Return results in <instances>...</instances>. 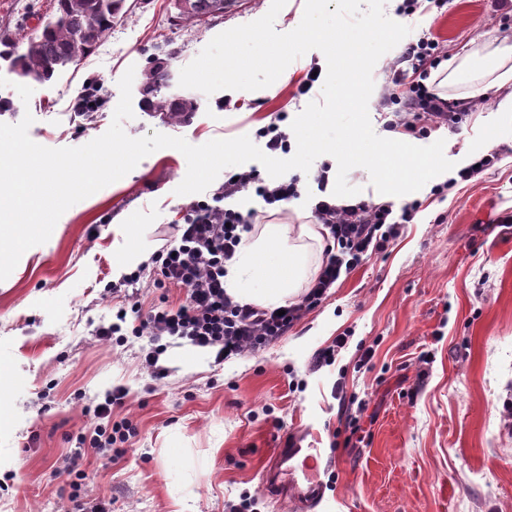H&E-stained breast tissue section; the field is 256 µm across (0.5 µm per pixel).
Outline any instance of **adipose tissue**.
Instances as JSON below:
<instances>
[{
  "label": "adipose tissue",
  "mask_w": 512,
  "mask_h": 512,
  "mask_svg": "<svg viewBox=\"0 0 512 512\" xmlns=\"http://www.w3.org/2000/svg\"><path fill=\"white\" fill-rule=\"evenodd\" d=\"M294 235L314 239L318 233L309 224L268 223L256 237L244 240L227 267L224 277L227 293L236 301L263 307L287 304L296 291L295 284L304 267L302 253L289 243ZM252 270L265 274L267 287L256 290L243 286L244 275Z\"/></svg>",
  "instance_id": "obj_1"
}]
</instances>
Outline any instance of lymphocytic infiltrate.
I'll use <instances>...</instances> for the list:
<instances>
[{
	"label": "lymphocytic infiltrate",
	"instance_id": "obj_1",
	"mask_svg": "<svg viewBox=\"0 0 512 512\" xmlns=\"http://www.w3.org/2000/svg\"><path fill=\"white\" fill-rule=\"evenodd\" d=\"M437 49L434 40L426 37L405 46L400 59L410 63L411 68L394 70L388 100L409 104L410 109L394 112L387 123L388 130L415 138L426 137L437 127L463 121V113L451 111L447 101L425 84L430 68L439 61ZM298 184L295 177L268 184L252 168L237 173L236 177L225 178L205 199L191 202L182 223L173 227L174 247L156 251L150 263L140 264L122 279L123 285L130 286L150 271L156 274L157 285L186 288L185 300L175 308L160 305L145 312L136 295H125L116 322L98 326L97 336L107 339L120 333L122 320L132 312L139 316L133 335L147 338L152 344L165 336L186 339L194 346L214 350L219 364L257 353L276 344L308 312L326 300L342 276L350 274L372 255L386 251L402 226L411 223L420 208L415 200L398 210L389 204L364 200L342 204L317 201L313 216L331 247L325 252L319 274L303 295L281 310L235 301L224 289L226 266L234 258L243 232L255 223L258 213L231 208L228 199L251 189L265 205L276 207L299 197ZM125 397L124 389L119 387L106 393L103 403L94 408L95 423L78 437L77 446L63 467L64 473L75 476V490L84 489L90 480L82 467L86 452L99 454L120 449L134 435L128 420L118 416Z\"/></svg>",
	"mask_w": 512,
	"mask_h": 512
}]
</instances>
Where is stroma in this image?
Segmentation results:
<instances>
[{
	"label": "stroma",
	"mask_w": 512,
	"mask_h": 512,
	"mask_svg": "<svg viewBox=\"0 0 512 512\" xmlns=\"http://www.w3.org/2000/svg\"><path fill=\"white\" fill-rule=\"evenodd\" d=\"M127 13L95 51L52 81L33 84L29 102L0 87V123L34 118L30 138L78 147L110 127L118 80L134 69L133 138L160 132L201 145L254 137L273 113L281 125L321 97L324 54L294 60L290 77L257 90L212 95L170 82L169 97L194 100L174 123L147 111L141 95L154 62L179 74L222 31L265 15L271 0H236L202 23L177 22L170 0H127ZM55 0H0V44L21 43L54 12ZM410 39L431 37L443 62L426 84L455 97L481 89L472 115L444 140L455 163L499 150L490 169L438 196L414 192L421 208L388 250L353 272L288 336L262 353L216 364L212 352L165 338L162 380L143 369L147 339H98L121 304L114 286L165 246L190 196L175 195L187 172L182 153L155 151L120 180L70 207L49 240L27 250L0 281V512H71L72 490L57 471L113 386L128 395L123 417L136 435L120 457L86 455L89 493L114 512H303L264 489L280 449H318L323 461L300 476L320 482L314 512H512V115L496 110L503 89L485 69L512 38V0H427L402 17ZM101 82L104 105L74 111L84 87ZM326 157L300 176V195L275 221L309 224ZM347 336L335 361L314 368L318 351Z\"/></svg>",
	"instance_id": "1"
}]
</instances>
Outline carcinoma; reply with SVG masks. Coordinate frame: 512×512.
I'll return each instance as SVG.
<instances>
[{"instance_id": "obj_1", "label": "carcinoma", "mask_w": 512, "mask_h": 512, "mask_svg": "<svg viewBox=\"0 0 512 512\" xmlns=\"http://www.w3.org/2000/svg\"><path fill=\"white\" fill-rule=\"evenodd\" d=\"M56 12L27 38L23 48L7 53L11 72L21 80L46 83L63 68L78 66L98 43L112 32L126 13L125 0H56ZM224 14V0H194L188 13H175L183 21L200 22ZM169 80L164 63L154 64L142 88L143 102L151 112L178 117L196 110L191 99L166 97L161 90Z\"/></svg>"}]
</instances>
